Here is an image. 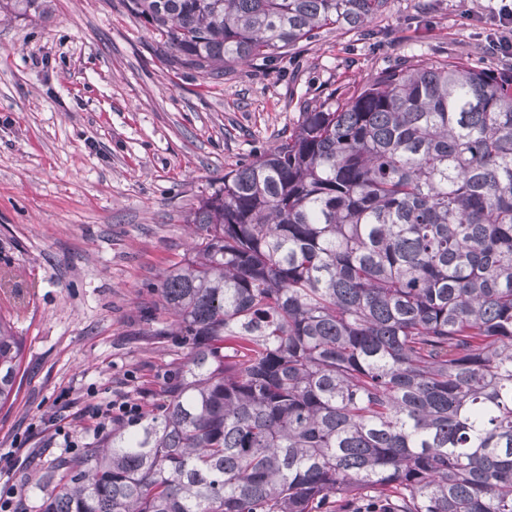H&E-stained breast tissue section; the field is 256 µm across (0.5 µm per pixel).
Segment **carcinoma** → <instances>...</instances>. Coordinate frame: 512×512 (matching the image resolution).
Masks as SVG:
<instances>
[{
    "instance_id": "1",
    "label": "carcinoma",
    "mask_w": 512,
    "mask_h": 512,
    "mask_svg": "<svg viewBox=\"0 0 512 512\" xmlns=\"http://www.w3.org/2000/svg\"><path fill=\"white\" fill-rule=\"evenodd\" d=\"M391 0H129L210 79ZM143 311L178 376L42 512H512V72L450 58L300 107L188 215ZM23 341L0 321V406Z\"/></svg>"
}]
</instances>
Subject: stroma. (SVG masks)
<instances>
[{"label":"stroma","instance_id":"stroma-1","mask_svg":"<svg viewBox=\"0 0 512 512\" xmlns=\"http://www.w3.org/2000/svg\"><path fill=\"white\" fill-rule=\"evenodd\" d=\"M493 5L391 0L373 36L325 29L217 81L172 65L128 0H45L0 23V319L23 340L20 388L0 410V496L14 486L40 512L62 406L148 402L177 373L178 337L146 341L141 311L226 171L288 135L301 101L404 60L502 69L512 60L483 49Z\"/></svg>","mask_w":512,"mask_h":512}]
</instances>
